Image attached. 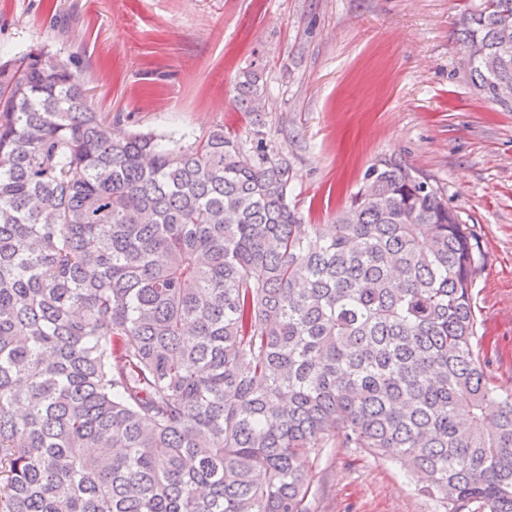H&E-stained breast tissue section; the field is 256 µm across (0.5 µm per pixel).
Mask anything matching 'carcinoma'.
Here are the masks:
<instances>
[{
	"mask_svg": "<svg viewBox=\"0 0 512 512\" xmlns=\"http://www.w3.org/2000/svg\"><path fill=\"white\" fill-rule=\"evenodd\" d=\"M457 32L512 112V0ZM236 89L259 111L258 73ZM294 178L262 137L171 148L44 50L0 60V512H307L329 444L420 473L445 512H512L467 225L395 159L327 226Z\"/></svg>",
	"mask_w": 512,
	"mask_h": 512,
	"instance_id": "cac0c4a2",
	"label": "carcinoma"
}]
</instances>
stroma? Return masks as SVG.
Here are the masks:
<instances>
[{
  "instance_id": "35a3bbf8",
  "label": "stroma",
  "mask_w": 512,
  "mask_h": 512,
  "mask_svg": "<svg viewBox=\"0 0 512 512\" xmlns=\"http://www.w3.org/2000/svg\"><path fill=\"white\" fill-rule=\"evenodd\" d=\"M475 0H0V56L46 48L122 129L170 141L261 131L287 154L288 200L330 224L376 160L430 176L478 239L474 350L512 391V112L475 91L456 33ZM257 70L260 112L238 111ZM309 512H445L417 476L325 448Z\"/></svg>"
}]
</instances>
